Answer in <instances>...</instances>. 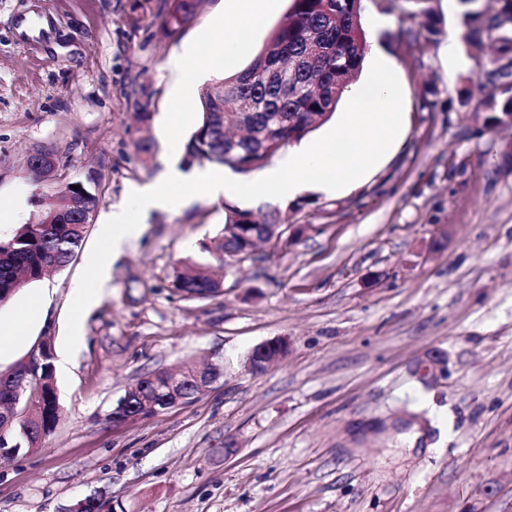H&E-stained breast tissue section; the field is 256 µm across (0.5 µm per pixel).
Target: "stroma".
<instances>
[{"label": "stroma", "instance_id": "35a3bbf8", "mask_svg": "<svg viewBox=\"0 0 512 512\" xmlns=\"http://www.w3.org/2000/svg\"><path fill=\"white\" fill-rule=\"evenodd\" d=\"M363 5V25L390 20L374 41L396 63L401 141L339 193L256 200L278 212L282 239L241 262L203 249L224 228L223 200L153 211L55 375L59 422L41 451L0 464V512H59L94 494L111 512H512V127L491 126L475 86L491 40L473 47L458 0H431L459 35L465 64L453 67L445 38L409 51L408 0ZM223 13L224 0H202L172 32L167 0H0V236L68 182L104 212L182 168L215 74L188 86L166 62ZM29 19L47 23L43 40L27 39ZM143 137L155 146L144 161ZM38 149L56 154V180L29 168ZM99 233L90 224L67 267L0 303L9 320L49 291L0 371L41 338L60 349ZM188 260L209 265L221 292L176 291ZM279 337L287 355L251 372L252 350ZM208 362L224 375L192 403L113 420L144 375Z\"/></svg>", "mask_w": 512, "mask_h": 512}]
</instances>
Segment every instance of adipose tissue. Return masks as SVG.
<instances>
[{
    "instance_id": "ef3b65f1",
    "label": "adipose tissue",
    "mask_w": 512,
    "mask_h": 512,
    "mask_svg": "<svg viewBox=\"0 0 512 512\" xmlns=\"http://www.w3.org/2000/svg\"><path fill=\"white\" fill-rule=\"evenodd\" d=\"M277 0H225L218 37L203 36L200 47L170 57L166 66L186 75L200 67L233 72L252 46L255 31L276 8Z\"/></svg>"
}]
</instances>
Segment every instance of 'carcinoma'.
Returning <instances> with one entry per match:
<instances>
[{
    "label": "carcinoma",
    "instance_id": "carcinoma-1",
    "mask_svg": "<svg viewBox=\"0 0 512 512\" xmlns=\"http://www.w3.org/2000/svg\"><path fill=\"white\" fill-rule=\"evenodd\" d=\"M412 8L403 11L401 23L413 33L414 43L434 42L444 35L436 14L428 3L431 0H411ZM464 9L461 19L465 26H480L497 43L496 52L507 58L512 55V29L502 28L500 17L512 11V0H496V9L490 15L470 8L475 0H460ZM198 0H173L169 11L170 23L179 27L183 12L194 13ZM309 26L321 28L331 53L314 61L304 70H297L290 80L281 85L266 84L258 69L287 68L303 54V32ZM368 40L362 26V9L354 8L352 0H292L280 24L274 28L264 47L245 69L227 74L204 87L199 96L200 121L189 138L183 164L207 162L224 166L239 173L252 172L264 167L281 149L299 142L317 130L334 115L342 94L337 88H348L360 77L368 54ZM479 87L486 92V103L495 124L508 123L512 114V82L508 76L496 71L478 79ZM250 105L252 124L265 129L270 142L265 148L249 138H241L233 147H224L221 134L213 127L219 126L224 114L239 112ZM291 114L295 124L279 123L283 114ZM224 223L245 224L247 229L261 236L268 232L267 225L278 223L273 211L263 212L224 206ZM84 235L76 214L70 213L58 224H21L8 237L0 240L5 248L0 250V288H13L17 275L26 272L38 280L42 271L60 267L82 246ZM238 245L215 237L204 251L222 255L234 252ZM174 288L189 296L205 298L220 291V284L210 276L206 266L191 262L176 272ZM47 383L42 400L32 407L33 418L25 423L14 422L8 434L21 451H34L42 447L40 435L48 434L60 416L56 396L54 368L46 370ZM143 396L162 407L165 388L162 383L146 381Z\"/></svg>",
    "mask_w": 512,
    "mask_h": 512
}]
</instances>
